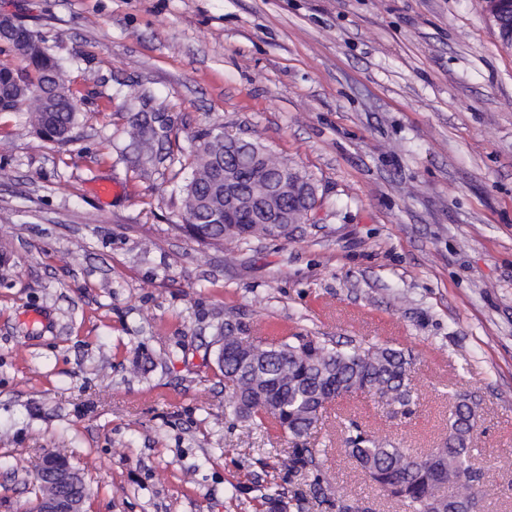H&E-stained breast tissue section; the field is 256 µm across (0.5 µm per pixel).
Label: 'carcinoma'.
<instances>
[{
    "instance_id": "1",
    "label": "carcinoma",
    "mask_w": 512,
    "mask_h": 512,
    "mask_svg": "<svg viewBox=\"0 0 512 512\" xmlns=\"http://www.w3.org/2000/svg\"><path fill=\"white\" fill-rule=\"evenodd\" d=\"M25 66L14 69L0 64V112L24 115L26 122L43 140L57 145L70 141L79 123L76 92L63 62L52 55L41 36H28L10 44ZM44 96L46 105L28 108L33 94ZM174 120L166 112H135L129 118L125 157L141 175L165 173L181 163L171 148ZM194 143L190 176L180 186L185 223L177 228L195 241L207 245L241 243L255 237H269L264 224L224 223V175L244 187L257 188L271 175L262 155L240 146L224 153V141L232 137L213 128L189 136ZM294 193L284 206L297 208L307 173L297 169L286 173ZM216 364L232 392L226 409L238 417L250 418L265 430L299 438L318 423L327 405L342 395L370 394L393 407V413H411L414 402L409 372L412 359L401 349L376 343L342 344L320 336L293 334L278 341L246 342L233 330L224 328ZM479 401L458 393L448 418V438L422 458L387 440L373 437L354 426L346 439L345 451L387 496L401 501L408 512H472L484 480L481 469L471 463V447L477 424ZM279 470L292 477L305 472L313 477L315 492L336 509L355 512L344 495L324 484L321 461L311 448H290L277 459ZM74 493L87 497L83 477L66 488L47 474L38 475L36 504ZM268 512H306L305 494L290 495L277 490L262 494Z\"/></svg>"
}]
</instances>
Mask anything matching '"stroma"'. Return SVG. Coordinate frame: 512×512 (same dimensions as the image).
<instances>
[{
  "mask_svg": "<svg viewBox=\"0 0 512 512\" xmlns=\"http://www.w3.org/2000/svg\"><path fill=\"white\" fill-rule=\"evenodd\" d=\"M81 100L50 145L0 113V512H32L45 454L84 512H266L315 448L361 512H406L345 451L350 422L424 455L476 395L482 512H512V47L485 0H0ZM176 143L214 127L311 175L286 239L178 228L189 169L120 155L136 96ZM409 351L415 401L344 396L301 439L225 420V324Z\"/></svg>",
  "mask_w": 512,
  "mask_h": 512,
  "instance_id": "35a3bbf8",
  "label": "stroma"
}]
</instances>
